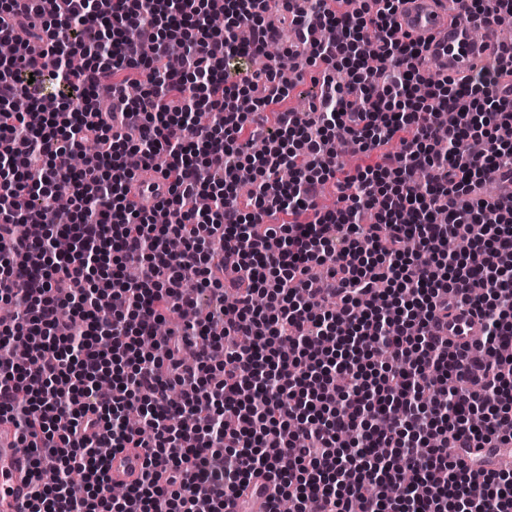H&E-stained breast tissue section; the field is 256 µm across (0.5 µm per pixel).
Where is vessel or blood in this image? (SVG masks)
Returning a JSON list of instances; mask_svg holds the SVG:
<instances>
[{
    "label": "vessel or blood",
    "mask_w": 512,
    "mask_h": 512,
    "mask_svg": "<svg viewBox=\"0 0 512 512\" xmlns=\"http://www.w3.org/2000/svg\"><path fill=\"white\" fill-rule=\"evenodd\" d=\"M469 0H405L398 15L402 31L419 40L423 56L442 77L465 79L490 66L495 48L512 35V24L494 22L473 32L467 17ZM162 178L153 170L139 171L132 183V198L146 210L161 198L157 188ZM448 336L455 344L476 345L482 336L481 323L465 311L448 319ZM145 451L125 448L112 452L108 472L112 482L131 484L144 469ZM34 460L19 448L14 427L0 421V512H24L32 484Z\"/></svg>",
    "instance_id": "obj_1"
}]
</instances>
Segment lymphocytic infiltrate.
I'll use <instances>...</instances> for the list:
<instances>
[{
	"label": "lymphocytic infiltrate",
	"mask_w": 512,
	"mask_h": 512,
	"mask_svg": "<svg viewBox=\"0 0 512 512\" xmlns=\"http://www.w3.org/2000/svg\"><path fill=\"white\" fill-rule=\"evenodd\" d=\"M45 2L0 6V418L35 458L25 512H224L258 487L269 512H512V467L461 456L512 441V203L484 193L512 181V44L436 81L396 34L402 0H281L276 24L268 0ZM288 30L328 68L305 118L277 61L224 83ZM342 132L365 164L341 162ZM133 149L176 175L149 211L127 198ZM453 302L482 355L454 350ZM105 447L146 451L119 499Z\"/></svg>",
	"instance_id": "lymphocytic-infiltrate-1"
}]
</instances>
